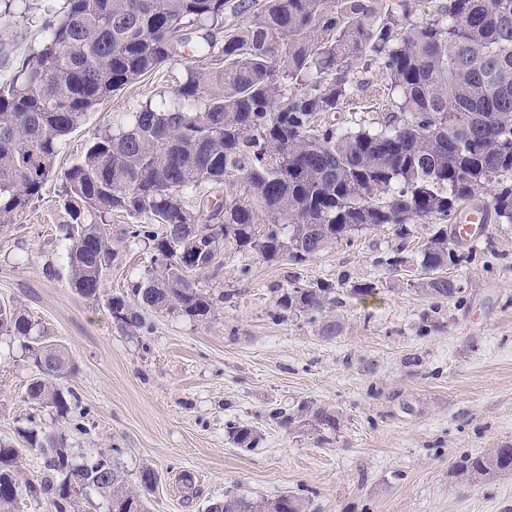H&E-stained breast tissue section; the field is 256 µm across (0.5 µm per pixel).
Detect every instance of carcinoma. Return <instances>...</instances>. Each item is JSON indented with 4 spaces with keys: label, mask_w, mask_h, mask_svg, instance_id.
I'll list each match as a JSON object with an SVG mask.
<instances>
[{
    "label": "carcinoma",
    "mask_w": 512,
    "mask_h": 512,
    "mask_svg": "<svg viewBox=\"0 0 512 512\" xmlns=\"http://www.w3.org/2000/svg\"><path fill=\"white\" fill-rule=\"evenodd\" d=\"M412 0H45L40 46L0 86V228L17 217L54 170L60 148L87 112L112 93L172 62L184 80L159 105L128 112L98 133L65 172L70 222L69 285L97 300L112 242L89 220L121 211L160 225L147 234L167 257L106 305L117 326L135 334L145 313L178 312L212 320L224 295L204 291L196 275L211 267L221 244L267 264H301L326 248L390 226L406 239L409 224L433 233L419 266L437 276L411 283L431 299L464 301L457 225L446 221L488 182L497 216L512 222V0H447L425 20H411ZM228 14L247 20L224 29ZM196 33L198 58L181 54ZM362 63L386 72L391 109L369 124L353 117ZM352 117L338 122L337 112ZM224 188L190 208L187 194ZM336 288L294 283L277 298L275 321L304 316L320 335L341 326L329 315ZM36 323L16 305H0V335L29 338ZM34 375L27 399L69 419L70 391L58 381L73 370L62 347L25 343ZM284 428L304 426L319 438L340 426L338 414L302 406L274 411ZM240 448L258 432L230 421ZM25 447L0 441V512L18 499L47 497L51 512H70L72 498L94 490L110 512H144L141 494L111 455L73 461L59 428H23ZM44 458L48 475L19 479L23 453ZM455 478L477 482L512 473V446L464 455ZM308 501L227 496L207 512H307Z\"/></svg>",
    "instance_id": "cac0c4a2"
}]
</instances>
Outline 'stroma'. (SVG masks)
<instances>
[{"instance_id":"1","label":"stroma","mask_w":512,"mask_h":512,"mask_svg":"<svg viewBox=\"0 0 512 512\" xmlns=\"http://www.w3.org/2000/svg\"><path fill=\"white\" fill-rule=\"evenodd\" d=\"M0 85L43 38L41 0H0ZM172 62L113 93L88 112L62 145L39 198L0 231V304L21 306L41 340L65 348L75 370L63 379L76 400L81 430L71 431L77 461L106 452L131 487L155 471L146 512H207L225 496L272 500L294 492L309 512H512V475L465 483L449 474L459 455L512 446V223L489 216L485 232L460 243L452 273L463 302L411 290L430 225L412 222L408 239L384 226L319 253L301 265L270 266L228 246L200 274L203 289L224 293L207 323L179 313H148V328L121 331L104 301L68 284L69 217L64 172L94 134L124 113L160 104L183 81ZM114 256L104 291H127L154 265L151 243L132 237V218L107 216ZM410 259L399 272L384 263L396 249ZM332 283L338 336H320L302 317L272 320L276 299L293 281ZM377 295L351 298L357 282ZM32 377L22 340L0 335V438L52 413L27 400ZM326 406L341 424L317 439L286 429L270 410ZM255 427L256 448L230 442L227 422ZM191 473L184 488L181 476Z\"/></svg>"}]
</instances>
